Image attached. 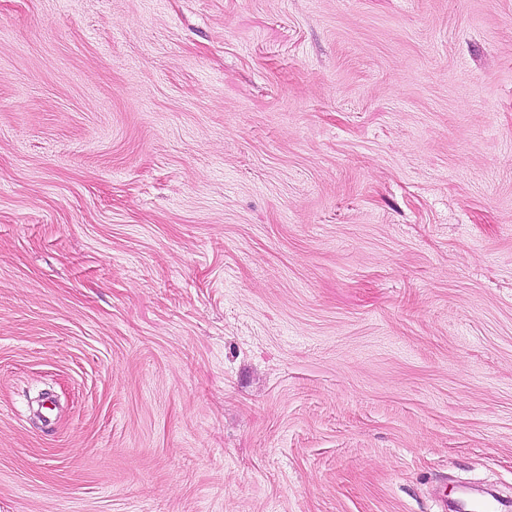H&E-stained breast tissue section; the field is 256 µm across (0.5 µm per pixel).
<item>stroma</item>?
Instances as JSON below:
<instances>
[{"instance_id": "stroma-1", "label": "stroma", "mask_w": 512, "mask_h": 512, "mask_svg": "<svg viewBox=\"0 0 512 512\" xmlns=\"http://www.w3.org/2000/svg\"><path fill=\"white\" fill-rule=\"evenodd\" d=\"M512 497V0H0V512Z\"/></svg>"}]
</instances>
